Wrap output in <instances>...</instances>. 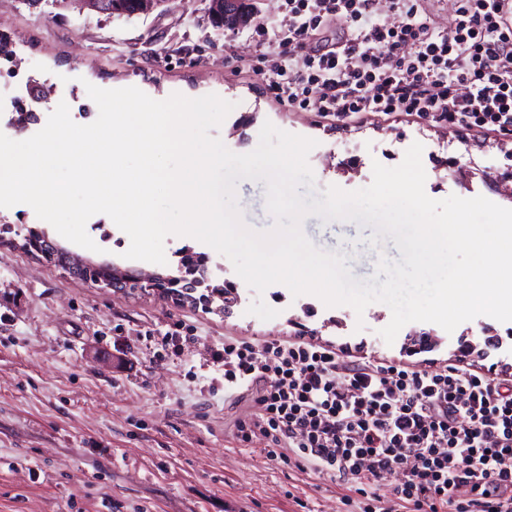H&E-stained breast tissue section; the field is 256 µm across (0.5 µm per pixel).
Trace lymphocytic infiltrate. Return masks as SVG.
<instances>
[{
	"label": "lymphocytic infiltrate",
	"mask_w": 512,
	"mask_h": 512,
	"mask_svg": "<svg viewBox=\"0 0 512 512\" xmlns=\"http://www.w3.org/2000/svg\"><path fill=\"white\" fill-rule=\"evenodd\" d=\"M288 0L275 99L324 118L416 117L512 137V26L497 0H452L447 26L419 0ZM351 34L304 53L325 18ZM224 394L248 392L240 442L347 485L359 512H512V376L352 360L301 339L225 338ZM398 483L384 494L381 481Z\"/></svg>",
	"instance_id": "f902f5d3"
}]
</instances>
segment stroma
<instances>
[{
	"label": "stroma",
	"instance_id": "stroma-1",
	"mask_svg": "<svg viewBox=\"0 0 512 512\" xmlns=\"http://www.w3.org/2000/svg\"><path fill=\"white\" fill-rule=\"evenodd\" d=\"M246 29L213 28L208 0H173L169 11L117 18L80 11L63 0H0V33L11 41L12 60L0 58V126L17 103L33 118L29 138L59 103L71 119L92 123L98 113L86 87L134 86L167 99L215 94L233 110L213 134L232 152L259 142L264 123L314 139L308 162L316 191L331 185L354 191L371 184L373 165H399L413 143L423 146L425 191L434 199L481 195L512 208L484 176L505 164L497 135L468 134L449 141L428 121L337 122L313 110L274 101L268 78L280 63L268 43L288 27L285 0H256ZM358 157L356 170L340 173L326 157ZM475 161L481 175L459 182L445 161ZM236 199L256 231L274 227L266 184L242 180ZM85 264L161 276L178 273L179 251L208 257L212 283L233 284L228 312L182 303L139 283L110 288L71 266L24 248L29 229ZM304 235L319 249L346 255L353 278H371L380 257L401 260L394 240L370 246L372 226L307 216ZM86 231L96 250L80 247L39 219L27 205L0 208V512H342L341 487L329 476L297 471L267 460L258 445L238 441L235 425L250 409V395L229 398L216 379L213 353L225 337L248 341L295 337L329 345L355 357L412 360L435 368L481 363L512 369L511 325L488 316L446 332L411 322L393 344L379 334L391 320L382 303L356 315L328 307L316 296H293L282 284L256 294L230 260L186 236L165 240V264L130 260L128 236L108 216L94 215ZM277 309L264 321L248 314L256 297ZM177 333L165 346L166 333ZM475 354L462 357V342Z\"/></svg>",
	"mask_w": 512,
	"mask_h": 512
}]
</instances>
